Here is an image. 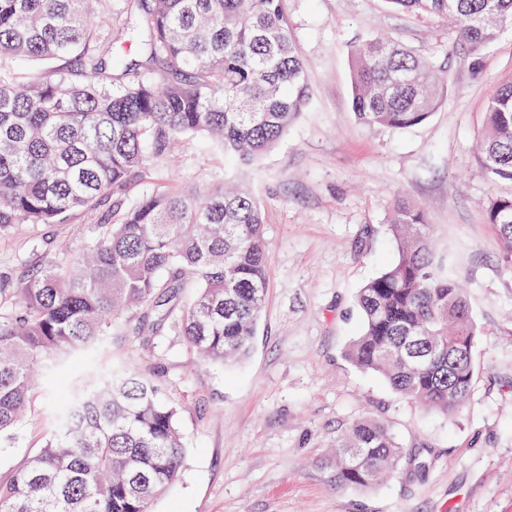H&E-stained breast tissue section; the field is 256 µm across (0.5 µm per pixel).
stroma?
I'll list each match as a JSON object with an SVG mask.
<instances>
[{"mask_svg":"<svg viewBox=\"0 0 512 512\" xmlns=\"http://www.w3.org/2000/svg\"><path fill=\"white\" fill-rule=\"evenodd\" d=\"M310 100L281 142L254 165L229 167L200 138L179 136L124 189L137 200L162 180L204 190L234 181L259 202L268 290L248 357L195 363L162 330L150 357L130 342L100 347L106 365L149 366L182 404L187 452L153 512H512V271L504 269L489 199L512 183L489 179L477 155L485 107L512 76V30L479 54L448 20L394 11L387 0H285ZM382 34L447 70L448 94L422 124L393 131L358 123L349 54ZM424 206L437 253L461 280L481 327L471 396L451 416L424 409L345 357L359 331V289L393 261L388 210ZM97 213L0 235V296L94 237ZM71 375L55 369L14 442L0 446V479L56 429ZM389 425L413 455L368 490L342 491L317 467L353 419Z\"/></svg>","mask_w":512,"mask_h":512,"instance_id":"stroma-1","label":"stroma"}]
</instances>
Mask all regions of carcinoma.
<instances>
[{
    "instance_id": "cac0c4a2",
    "label": "carcinoma",
    "mask_w": 512,
    "mask_h": 512,
    "mask_svg": "<svg viewBox=\"0 0 512 512\" xmlns=\"http://www.w3.org/2000/svg\"><path fill=\"white\" fill-rule=\"evenodd\" d=\"M448 17L477 54L512 28V0H386ZM110 0H0V232L64 224L97 211L177 136L209 141L249 165L288 132L309 100L282 0H125L113 21L137 54L113 48L87 17ZM70 59L21 86L16 60ZM352 110L368 127L423 123L448 92L433 63L375 35L351 51ZM493 181H512V81L486 106L477 147ZM512 270V195L485 210ZM396 259L356 298L361 330L345 356L401 395L444 414L470 397L480 327L457 276L430 248L424 209L395 200ZM259 205L242 186L176 181L116 202L97 236L14 289L0 305V442L42 393L41 373L74 372L57 430L0 480V512H153L186 454L180 407L157 374L102 367L90 349L127 337L155 348L169 326L200 361L244 358L268 288ZM407 450L388 425L353 421L320 460L341 489H368Z\"/></svg>"
}]
</instances>
